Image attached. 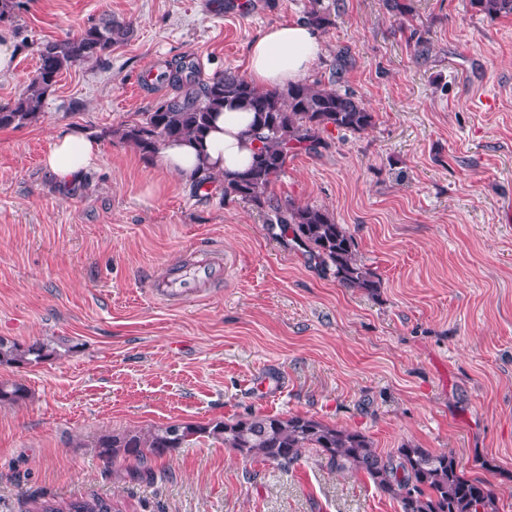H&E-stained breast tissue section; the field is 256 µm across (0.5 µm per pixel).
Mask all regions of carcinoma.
<instances>
[{"label": "carcinoma", "mask_w": 512, "mask_h": 512, "mask_svg": "<svg viewBox=\"0 0 512 512\" xmlns=\"http://www.w3.org/2000/svg\"><path fill=\"white\" fill-rule=\"evenodd\" d=\"M476 12L489 17H512V0H470ZM133 25L104 15L80 32L39 47V66L23 94L0 104V129L37 121L45 100L64 71L81 63L103 60L112 48L128 41ZM157 80L176 90L151 112L131 124L109 131L143 157L152 158L169 140L206 137L214 113L226 104L253 112L251 128L257 143L251 164L228 177L205 175L199 185L220 182L224 198L247 203L264 213L266 223L291 231L292 239L321 265L333 270L346 288L378 294L382 282L357 257L355 243L343 225L318 206L281 205L273 187L295 149L317 152L332 131L363 133L374 125V114L354 94L319 79L303 80L285 89L259 90L239 74L226 70L203 80L187 56L171 63ZM58 356L44 342L20 346L0 338V363L27 365ZM28 398L22 383H0V402L20 404ZM224 443L243 462H270L282 471L314 452L339 473H360L383 494L394 499L399 512H498L493 489L467 476L449 451H431L410 444L382 454L365 433L338 428L313 417L292 414H250L208 424L176 423L146 432L128 431L102 436L96 443L106 460L136 464L131 475H154L152 461L201 437ZM30 512H120L112 501L96 494L69 501H43Z\"/></svg>", "instance_id": "1"}]
</instances>
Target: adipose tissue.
Returning a JSON list of instances; mask_svg holds the SVG:
<instances>
[{"label":"adipose tissue","instance_id":"obj_1","mask_svg":"<svg viewBox=\"0 0 512 512\" xmlns=\"http://www.w3.org/2000/svg\"><path fill=\"white\" fill-rule=\"evenodd\" d=\"M322 50L320 31L304 22L267 27L250 44L247 80L256 88H285L307 76ZM253 114L227 106L219 112L203 143L191 140L163 144L152 162L162 174L184 186H195L204 171L229 175L249 165L255 144L249 130ZM102 146L93 136L57 133L43 158V165L58 181L69 183L97 164Z\"/></svg>","mask_w":512,"mask_h":512}]
</instances>
